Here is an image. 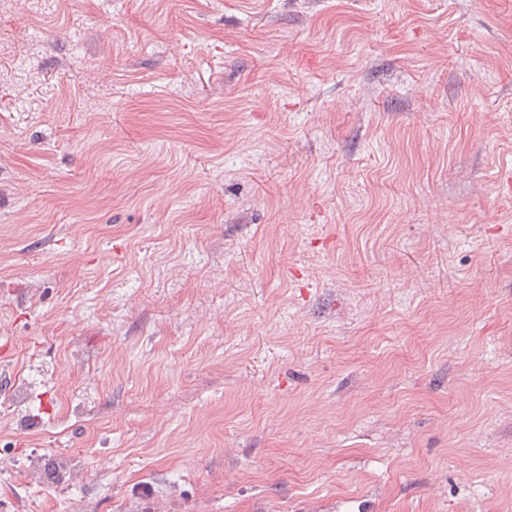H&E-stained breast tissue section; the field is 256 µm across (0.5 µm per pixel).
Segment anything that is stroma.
I'll list each match as a JSON object with an SVG mask.
<instances>
[{
    "label": "stroma",
    "instance_id": "1",
    "mask_svg": "<svg viewBox=\"0 0 512 512\" xmlns=\"http://www.w3.org/2000/svg\"><path fill=\"white\" fill-rule=\"evenodd\" d=\"M512 0H0V512H512Z\"/></svg>",
    "mask_w": 512,
    "mask_h": 512
}]
</instances>
